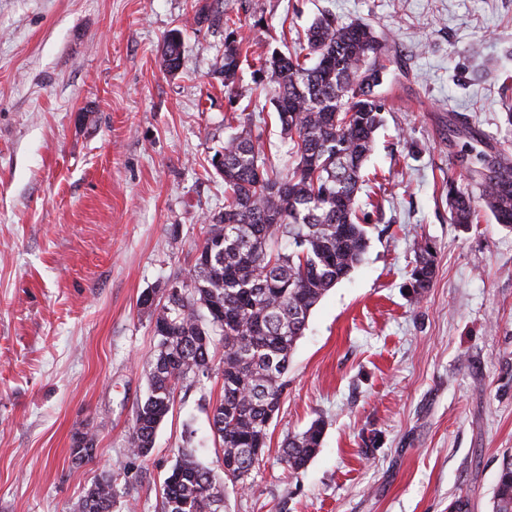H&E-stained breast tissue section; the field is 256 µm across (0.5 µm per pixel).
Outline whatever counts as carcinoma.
<instances>
[{"label":"carcinoma","instance_id":"carcinoma-1","mask_svg":"<svg viewBox=\"0 0 512 512\" xmlns=\"http://www.w3.org/2000/svg\"><path fill=\"white\" fill-rule=\"evenodd\" d=\"M224 88L234 93L244 38L235 18L224 16ZM389 55L371 25H336L323 17L305 34L295 56L272 54L261 70L270 75L281 133L294 163L280 175L265 153L252 114L233 119L211 164L224 179V211L205 218V235L185 278L153 289L140 304L150 310L156 349L148 362V387L137 402L128 452L148 456L155 434L173 409L178 386L189 378L222 381L213 408L212 433L221 451L224 479L196 456L194 431L184 434L176 464L164 479L159 512H222L226 483L249 485L269 447V428L287 386L288 362L312 310L346 279L368 247L366 226L356 222L365 162L386 111L385 98L358 81L368 70L384 75ZM181 64V33L164 41L162 66ZM448 132L468 137L466 186L448 185L454 224L477 219L475 199L499 224L512 227V156L484 149L483 135L450 122ZM411 288L432 287L431 243L414 244ZM325 423L317 418L282 448L288 470L304 469L321 446ZM95 439L78 434L71 448L76 467ZM118 477L105 474L84 492L78 512H112ZM492 512H512V460L503 461L493 489Z\"/></svg>","mask_w":512,"mask_h":512}]
</instances>
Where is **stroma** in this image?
Here are the masks:
<instances>
[{
	"instance_id": "obj_1",
	"label": "stroma",
	"mask_w": 512,
	"mask_h": 512,
	"mask_svg": "<svg viewBox=\"0 0 512 512\" xmlns=\"http://www.w3.org/2000/svg\"><path fill=\"white\" fill-rule=\"evenodd\" d=\"M204 0H0V512H76L118 474L114 512H156L195 432L222 475L209 419L219 376L184 381L152 453L126 440L157 343L142 296L187 274L203 221L224 209L211 166L234 106L220 70L224 28L193 22ZM246 45L292 49L321 15L370 23L399 64L382 86L385 124L360 190L369 247L313 309L290 360L270 446L224 512H491L512 456V229L489 214L450 221L462 184L459 118L512 154V0H224ZM182 33L181 67L161 66ZM236 92L254 130L291 164L269 102L243 67ZM436 250L432 288L408 293L413 243ZM307 468L280 459L315 418ZM96 459L74 467V435ZM181 64V33L173 31L164 41L162 66L168 73H175Z\"/></svg>"
}]
</instances>
